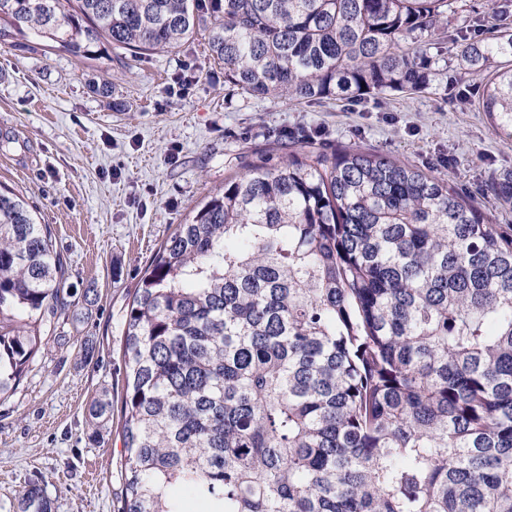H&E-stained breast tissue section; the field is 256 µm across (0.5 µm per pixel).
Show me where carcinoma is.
<instances>
[{
    "mask_svg": "<svg viewBox=\"0 0 512 512\" xmlns=\"http://www.w3.org/2000/svg\"><path fill=\"white\" fill-rule=\"evenodd\" d=\"M0 0V37L76 57L169 52L202 29L224 83L310 102L415 95L455 72L512 129V0ZM224 180L140 279L123 357L122 512H512V228L373 148H316ZM486 195L512 206V174ZM63 260L0 190V395L66 306ZM107 394L89 409L109 420ZM38 483L19 512H52ZM491 1L493 0H457L454 3L455 14H448V19L455 26H464L472 17L478 15L483 19V24L490 27L495 23Z\"/></svg>",
    "mask_w": 512,
    "mask_h": 512,
    "instance_id": "1",
    "label": "carcinoma"
}]
</instances>
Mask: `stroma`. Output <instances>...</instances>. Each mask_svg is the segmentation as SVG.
Returning a JSON list of instances; mask_svg holds the SVG:
<instances>
[{
  "instance_id": "stroma-1",
  "label": "stroma",
  "mask_w": 512,
  "mask_h": 512,
  "mask_svg": "<svg viewBox=\"0 0 512 512\" xmlns=\"http://www.w3.org/2000/svg\"><path fill=\"white\" fill-rule=\"evenodd\" d=\"M319 147L360 144L447 175L493 223L512 210L484 197L512 171V137L445 83L363 103H295L229 90L204 35L174 52L94 59L49 50L36 34L0 39V186L49 225L64 287L85 318H48L18 387L0 397V512L40 483L54 512H119L125 495L121 401L125 318L163 242L225 178L257 158L284 161L287 133ZM112 401L99 442L88 407Z\"/></svg>"
}]
</instances>
